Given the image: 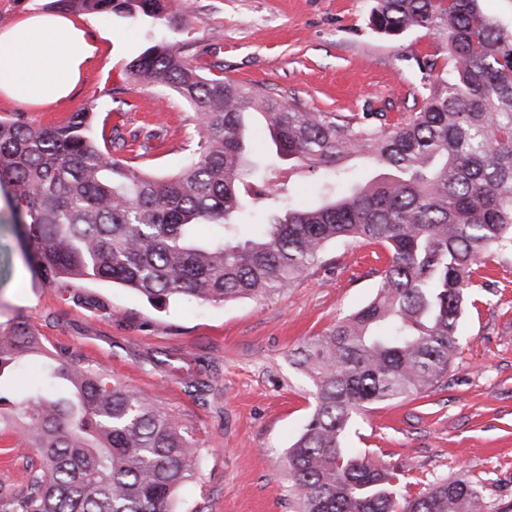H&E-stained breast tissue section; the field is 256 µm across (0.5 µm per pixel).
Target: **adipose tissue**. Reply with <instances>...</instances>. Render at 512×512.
<instances>
[{"label":"adipose tissue","instance_id":"obj_1","mask_svg":"<svg viewBox=\"0 0 512 512\" xmlns=\"http://www.w3.org/2000/svg\"><path fill=\"white\" fill-rule=\"evenodd\" d=\"M96 47L71 19L26 16L0 31V96L35 107L69 98Z\"/></svg>","mask_w":512,"mask_h":512}]
</instances>
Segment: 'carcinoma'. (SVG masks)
Masks as SVG:
<instances>
[{"mask_svg": "<svg viewBox=\"0 0 512 512\" xmlns=\"http://www.w3.org/2000/svg\"><path fill=\"white\" fill-rule=\"evenodd\" d=\"M50 0L74 14L125 15L177 30L183 0ZM485 0H376L380 33L423 31L438 41L418 61L421 108L310 112L264 89L224 78V64L188 53L192 42L160 38L126 67L129 79L164 86L194 110L196 148L174 173L112 158L126 139L98 143L91 112L57 127L0 116V186L12 188L13 229L27 263L68 288L109 281L152 305L227 303L289 287L337 240L385 247L373 299L313 338L299 366L315 405L288 448L298 512H484L461 475L411 497L388 470L342 446L354 414L418 395L448 374L458 354L468 288L492 251L512 247V28ZM448 66L438 68L441 55ZM264 109L288 177L268 199L273 217L249 239L234 217L263 192L250 159L247 119ZM356 155L384 176L348 192L328 186L318 205L286 206L293 178L341 171ZM43 360L24 388L3 379ZM37 449L40 472L0 494V512H171L196 474L197 445L150 399L69 357L49 354L26 324L0 336V431Z\"/></svg>", "mask_w": 512, "mask_h": 512, "instance_id": "cac0c4a2", "label": "carcinoma"}]
</instances>
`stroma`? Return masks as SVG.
<instances>
[{"mask_svg":"<svg viewBox=\"0 0 512 512\" xmlns=\"http://www.w3.org/2000/svg\"><path fill=\"white\" fill-rule=\"evenodd\" d=\"M183 26L225 78L271 89L312 112H389L409 117L421 83L417 61L433 52L420 31L386 37L370 23L373 0H191ZM97 45L70 101L37 109L0 99V115L36 126L93 110L94 137L120 131L159 176L195 147L193 111L169 89L129 83L111 96L114 73L156 40L147 25L87 14ZM0 190V336L24 322L49 349L152 397L198 443L194 479L172 512H295L287 450L314 408L313 385L292 362L305 342L375 295L383 246L330 243L320 262L281 292L223 305L174 301L157 309L105 281L58 288L35 280L12 232ZM459 351L428 392L354 415L351 453L393 471L410 495L466 475L486 512H512V249L488 255L469 290ZM38 452L0 434V491H18Z\"/></svg>","mask_w":512,"mask_h":512,"instance_id":"1","label":"stroma"}]
</instances>
